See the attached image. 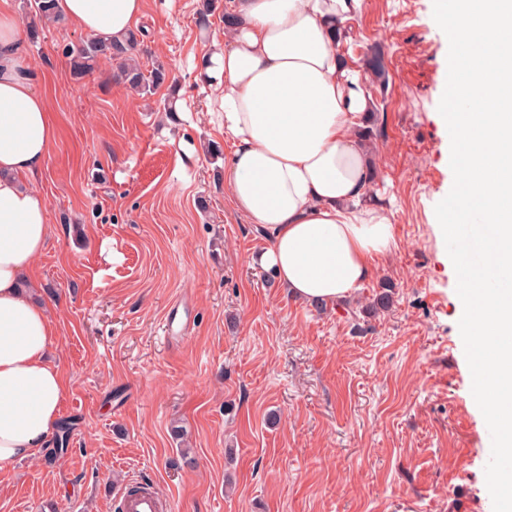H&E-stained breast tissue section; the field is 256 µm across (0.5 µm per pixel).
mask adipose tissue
Returning a JSON list of instances; mask_svg holds the SVG:
<instances>
[{
  "label": "adipose tissue",
  "mask_w": 512,
  "mask_h": 512,
  "mask_svg": "<svg viewBox=\"0 0 512 512\" xmlns=\"http://www.w3.org/2000/svg\"><path fill=\"white\" fill-rule=\"evenodd\" d=\"M362 0H225L199 80L220 96L233 144L226 183L237 210L270 237L264 266L309 303L351 298L394 247L368 204L371 160L357 131L372 108L341 44ZM145 0H55V19L122 39ZM17 16L0 11V469L37 457L57 429L65 382L47 354L58 324L36 298L51 235L37 186L55 121L35 84Z\"/></svg>",
  "instance_id": "obj_1"
}]
</instances>
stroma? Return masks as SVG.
<instances>
[{"mask_svg": "<svg viewBox=\"0 0 512 512\" xmlns=\"http://www.w3.org/2000/svg\"><path fill=\"white\" fill-rule=\"evenodd\" d=\"M199 8L146 0L142 68L163 65L171 84L144 98L109 62L76 76L86 35L71 26L25 45L58 124L35 273L67 386L43 456L0 470V512H108L129 477L151 479L172 512H493L489 430L435 228L453 174L433 0H362L342 47L373 99L370 200L395 246L349 302L321 310L260 265L270 238L230 199L231 139L196 79L223 12L203 24ZM173 92L183 109L169 113ZM384 284L393 308L367 313ZM177 301L190 331L174 342Z\"/></svg>", "mask_w": 512, "mask_h": 512, "instance_id": "stroma-1", "label": "stroma"}]
</instances>
